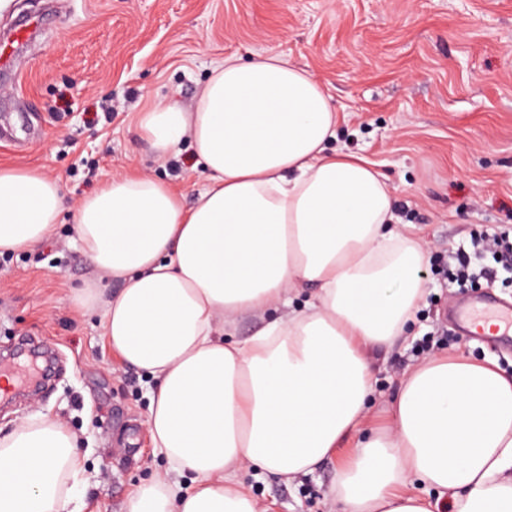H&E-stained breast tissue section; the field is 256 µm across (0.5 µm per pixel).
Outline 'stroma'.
Here are the masks:
<instances>
[{
	"mask_svg": "<svg viewBox=\"0 0 512 512\" xmlns=\"http://www.w3.org/2000/svg\"><path fill=\"white\" fill-rule=\"evenodd\" d=\"M37 28L28 42L15 30ZM0 164L39 169L76 204L99 183L151 173L192 203L202 175L190 146L153 160L136 126L150 102L191 104L212 63L276 53L327 89L340 115L331 150L374 162L401 223L428 251L426 294L410 336L379 354L371 427L416 346L447 326L459 291L433 267L470 233L512 227V0H0ZM95 271L70 225L29 251L0 255V432L46 414L80 438L82 512H123L137 485L164 473L146 427L147 378L104 342L100 313L71 290ZM332 462L287 484L245 474L272 512H331Z\"/></svg>",
	"mask_w": 512,
	"mask_h": 512,
	"instance_id": "stroma-1",
	"label": "stroma"
}]
</instances>
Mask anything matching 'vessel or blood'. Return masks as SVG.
<instances>
[{
  "label": "vessel or blood",
  "mask_w": 512,
  "mask_h": 512,
  "mask_svg": "<svg viewBox=\"0 0 512 512\" xmlns=\"http://www.w3.org/2000/svg\"><path fill=\"white\" fill-rule=\"evenodd\" d=\"M450 320L470 336L498 346L512 339V300L498 297L488 287L476 298L463 299L451 312Z\"/></svg>",
  "instance_id": "1"
}]
</instances>
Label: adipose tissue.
Here are the masks:
<instances>
[{"instance_id": "1", "label": "adipose tissue", "mask_w": 512, "mask_h": 512, "mask_svg": "<svg viewBox=\"0 0 512 512\" xmlns=\"http://www.w3.org/2000/svg\"><path fill=\"white\" fill-rule=\"evenodd\" d=\"M338 120L305 69L230 57L192 105L158 101L138 120L157 162L191 145L205 172L192 205L132 172L70 210L53 177L0 166V253L32 249L67 213L95 269L121 283L86 282L73 300L154 381L146 426L168 472L125 512H265L242 471L290 483L350 440L336 512H437L443 498L453 512H512L511 375L429 356L400 380L386 426L362 431L368 352L405 336L426 251L373 162L328 152ZM245 314L265 322L234 340ZM82 472L69 429L23 421L0 437V512H68Z\"/></svg>"}]
</instances>
